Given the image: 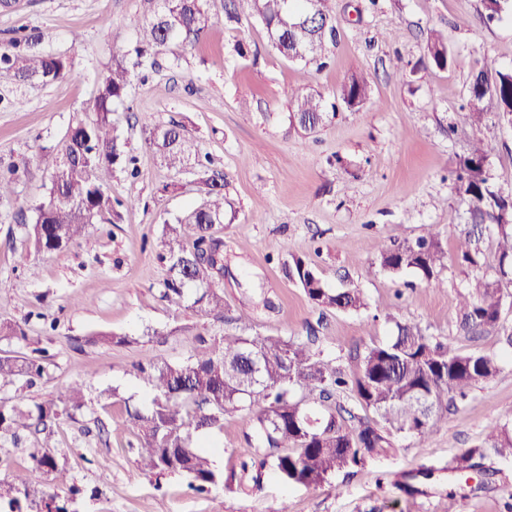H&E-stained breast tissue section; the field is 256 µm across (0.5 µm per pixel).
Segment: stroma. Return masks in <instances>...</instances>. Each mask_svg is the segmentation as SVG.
<instances>
[{
  "label": "stroma",
  "mask_w": 512,
  "mask_h": 512,
  "mask_svg": "<svg viewBox=\"0 0 512 512\" xmlns=\"http://www.w3.org/2000/svg\"><path fill=\"white\" fill-rule=\"evenodd\" d=\"M481 0H336L338 37L325 66L289 62L265 27L239 5L191 46L170 44L133 72L112 121L131 170L115 166L110 193L119 200L110 224L90 227L67 250H37L29 238L33 208L49 187L43 154L88 109L98 80L136 44L131 17L140 0H11L0 6V48L27 37L33 51L66 58L58 82L0 84V171L15 168L13 193L0 199V322L21 325L26 340L0 339V353L46 349L47 373L35 386L0 388V401L30 406L82 382L85 405L54 428L53 452L85 490L74 512H512V460L493 459L482 490L454 487L445 467L489 428L512 424V307L498 330L459 329L457 305L475 279L496 280L495 236L485 259H461L468 204L452 175L473 140L466 123L471 75L486 59L512 67V14L484 23ZM448 34L452 62L431 63L430 30ZM366 81L368 100L350 109L336 92L351 77ZM321 93L334 116L307 133L291 119V94ZM177 123L210 172L223 175L233 210L224 220V317L178 309L162 298L167 272L165 227L200 203L196 171L176 175L148 144V130ZM496 189L512 191V127L486 141ZM435 227L448 252L427 287L413 272L376 266L375 248L405 244ZM299 257L325 287L352 281L366 302L358 312L315 308L284 267ZM431 341L501 357V369L458 407L438 414L425 438L394 434L363 463L312 486L292 485L272 469L243 470L250 424L228 412L212 433L225 483L198 495L182 476L163 482L136 463L135 429L126 408H144L140 362L179 363L196 336L236 333L314 340L346 379L359 356L387 341L396 323ZM98 333L116 343L94 342ZM432 469L429 478L419 477Z\"/></svg>",
  "instance_id": "stroma-1"
}]
</instances>
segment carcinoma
Masks as SVG:
<instances>
[{
	"label": "carcinoma",
	"mask_w": 512,
	"mask_h": 512,
	"mask_svg": "<svg viewBox=\"0 0 512 512\" xmlns=\"http://www.w3.org/2000/svg\"><path fill=\"white\" fill-rule=\"evenodd\" d=\"M252 16L271 32L272 47L291 62L323 66L336 44L332 0H245ZM143 17L131 21L137 32L136 61L113 60L99 80L92 116L76 115L58 145L45 154L50 187L35 207L30 237L39 250L56 252L86 236L92 224L112 223L114 206L108 192L114 165L124 154V143L112 126V104L122 100L130 83V67L142 64L148 51L171 43L193 45L215 22L216 0H141ZM294 11L310 10L322 25L296 28L285 21L284 6ZM483 17L490 22L512 11V0H482ZM427 50L440 67L451 63L448 35L430 31ZM69 72L63 57L44 56L20 49V42L0 49V81L36 78L44 84L62 80ZM368 96L366 83L356 77L337 93L340 103L352 107ZM299 126L313 131L328 118L327 104L319 94L297 91L292 97ZM494 124L512 127V68L485 61L469 86L467 124L480 138L455 170L454 189L468 201L467 232L462 260L477 265L484 257L480 237L474 231L493 228L499 276L477 282L458 303L461 328L481 334L499 326L507 298L512 296V194L494 189L483 161L485 134ZM150 144L164 164L179 173L199 156L180 127L172 124L151 132ZM201 198L197 208L168 227L178 247H169L168 275L162 297L168 302L199 313L224 318V177L208 174L196 180ZM447 252L439 233L426 234L404 245L381 246L378 268L394 275L416 273L429 286L440 285L438 272L446 266ZM288 279L303 289L309 301L321 310L358 311L366 306L360 289L323 287L315 269L301 258L285 265ZM44 351L34 356L1 355L0 386L20 383L33 386L45 372ZM501 358L484 351L464 352L452 346L431 344L421 331L396 324L390 340L369 346L360 358L357 377L349 382L333 361L308 343L280 336L225 335L209 341L195 337L192 354L176 363L148 361L138 366L139 377L151 398L146 411L127 412L137 429L139 469L161 479L180 474L189 488L208 493L224 479L210 454L196 438L224 428L230 410L243 413L256 432L247 456L260 469L271 466L290 484L317 485L338 472L359 465L365 454L389 444V436L427 435L432 417L446 412L456 399L467 397L478 382L492 380L500 371ZM298 387V399L291 389ZM350 389L360 403L378 419L359 418L357 426L344 425L341 408L333 406L336 393ZM324 408L315 415L308 404ZM84 406L83 384H70L59 396L30 409L17 403L0 402V441L22 446L29 436H50L51 428L70 411ZM497 456L512 458V427L491 428L481 442L448 461V477L467 481L475 472L487 473V462ZM30 467L8 480H0V508L21 512L31 496L35 476L41 484L37 512H71L80 488L55 455L43 448L29 449Z\"/></svg>",
	"instance_id": "cac0c4a2"
}]
</instances>
